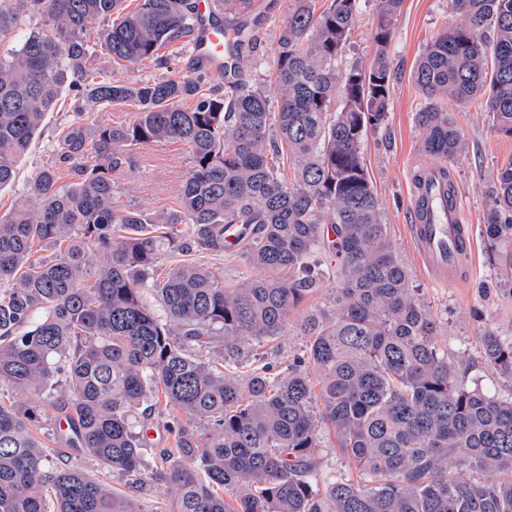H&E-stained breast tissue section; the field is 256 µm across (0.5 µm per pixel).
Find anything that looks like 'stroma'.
<instances>
[{
  "label": "stroma",
  "instance_id": "stroma-1",
  "mask_svg": "<svg viewBox=\"0 0 512 512\" xmlns=\"http://www.w3.org/2000/svg\"><path fill=\"white\" fill-rule=\"evenodd\" d=\"M259 24L257 41L242 69L250 83L268 79L276 56L279 28L290 0H257ZM458 20L450 12L448 0H404L395 24L391 59L396 79L384 123L368 130L362 152L374 190L379 198L389 241L407 267L419 298L436 315L440 338L452 351L475 352L480 336L490 329H512V304L482 294L481 285L493 284L494 270L490 248L480 227L487 193L496 169L512 157V138L494 134L490 127L485 98L465 104H449L448 110L462 128L469 144L468 152L450 167L461 198L463 222L473 241L474 251L463 274V286H445L433 280L423 269L408 231L412 177L417 166L435 164V157L422 149L424 132L416 115L424 96L413 78L414 65L427 44ZM376 24L375 0H359L357 21L347 46L337 60L341 71L364 66L374 55L372 33ZM72 112L70 99H63L37 133L30 152L19 164L15 187L0 191V207H10L26 192L38 168L51 158V149ZM193 166L183 145L155 142L140 148L134 162L115 175V200L139 209L148 216L168 210ZM151 435L144 451L143 484L130 489L136 499H163L167 483L159 472V454L173 447L174 438L166 428V419L158 413L145 416ZM59 419L54 410H46L35 426L49 451L50 464L66 463L82 468L88 475L104 477L105 469L96 461L58 444L54 429Z\"/></svg>",
  "mask_w": 512,
  "mask_h": 512
}]
</instances>
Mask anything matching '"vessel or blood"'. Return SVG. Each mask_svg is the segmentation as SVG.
<instances>
[{
    "label": "vessel or blood",
    "mask_w": 512,
    "mask_h": 512,
    "mask_svg": "<svg viewBox=\"0 0 512 512\" xmlns=\"http://www.w3.org/2000/svg\"><path fill=\"white\" fill-rule=\"evenodd\" d=\"M214 0H198V37L192 54L212 71L220 72L229 59L234 37L223 25L213 23ZM444 167L426 166L413 183L409 209V233L420 260L438 282L461 284L462 265L469 260L473 239L461 223L458 198L444 199Z\"/></svg>",
    "instance_id": "b4317fda"
}]
</instances>
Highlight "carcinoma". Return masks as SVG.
<instances>
[{
	"label": "carcinoma",
	"instance_id": "1",
	"mask_svg": "<svg viewBox=\"0 0 512 512\" xmlns=\"http://www.w3.org/2000/svg\"><path fill=\"white\" fill-rule=\"evenodd\" d=\"M126 2L0 0V43L18 38L0 53V189L63 87L74 102L51 162L0 215V512H512V332H486L476 359L448 351L389 242L362 155L389 110L404 0H376L373 60L343 74L336 61L358 0H291L275 105L263 83L218 91L197 63L188 77L119 78L196 40L197 0ZM216 2L236 17L240 74L253 3ZM450 4L460 22L413 70L423 150L446 165L468 151L450 101L487 96L491 128L512 137V0ZM95 23L107 25L98 45L84 39ZM97 47L114 75L88 74ZM87 104L135 112L112 126ZM163 140L186 145L193 167L176 207L151 218L115 201L112 176ZM483 221L497 293L512 301V158L497 168ZM226 224L243 225L236 253L262 277L227 287L188 260L157 274L166 251L224 252ZM37 244L58 255L34 259ZM322 279L336 282L333 305L300 316L304 354L284 370L226 372L198 355L218 333L233 355L283 335ZM475 366L505 378L507 394L467 385L463 368ZM9 390L48 395L67 423L57 442L126 485L148 444L136 411L167 413L169 498L130 499L79 468L49 466L37 411ZM325 430L351 473L321 469Z\"/></svg>",
	"mask_w": 512,
	"mask_h": 512
}]
</instances>
